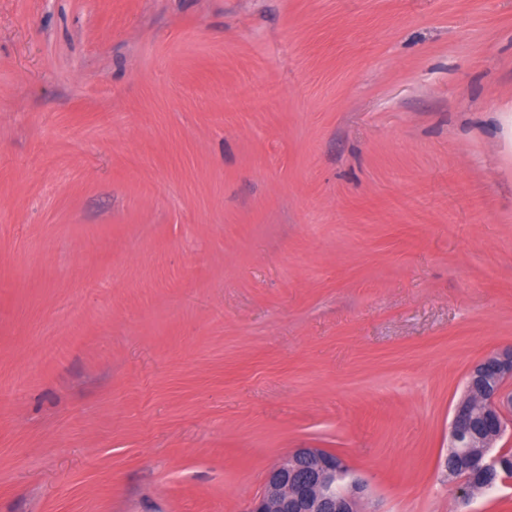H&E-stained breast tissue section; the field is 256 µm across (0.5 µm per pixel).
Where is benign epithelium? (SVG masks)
Instances as JSON below:
<instances>
[{"mask_svg": "<svg viewBox=\"0 0 512 512\" xmlns=\"http://www.w3.org/2000/svg\"><path fill=\"white\" fill-rule=\"evenodd\" d=\"M512 348L493 352L473 365L468 373L466 395L454 408L448 449L471 458L460 475L448 472L457 497H471L474 488L505 485L511 475L503 452L491 454L505 433V414L512 411ZM367 490L336 455L322 448H297L273 467L263 490L241 512H358Z\"/></svg>", "mask_w": 512, "mask_h": 512, "instance_id": "1", "label": "benign epithelium"}]
</instances>
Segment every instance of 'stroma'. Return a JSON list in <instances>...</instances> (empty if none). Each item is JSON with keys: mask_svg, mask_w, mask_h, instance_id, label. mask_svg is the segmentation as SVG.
<instances>
[{"mask_svg": "<svg viewBox=\"0 0 512 512\" xmlns=\"http://www.w3.org/2000/svg\"><path fill=\"white\" fill-rule=\"evenodd\" d=\"M509 346L512 0H0V512H512L445 465ZM366 490L336 455L297 448L269 471L263 490L242 512H358Z\"/></svg>", "mask_w": 512, "mask_h": 512, "instance_id": "35a3bbf8", "label": "stroma"}]
</instances>
